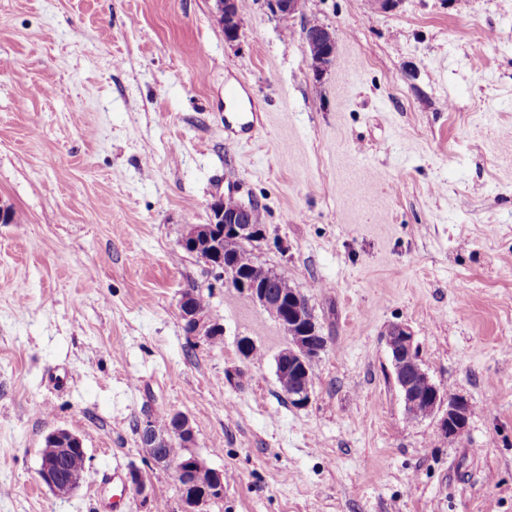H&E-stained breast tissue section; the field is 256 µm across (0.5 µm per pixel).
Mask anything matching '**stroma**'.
<instances>
[{"label": "stroma", "mask_w": 512, "mask_h": 512, "mask_svg": "<svg viewBox=\"0 0 512 512\" xmlns=\"http://www.w3.org/2000/svg\"><path fill=\"white\" fill-rule=\"evenodd\" d=\"M230 191L327 340L306 407L279 324L180 245ZM0 206V512H178L138 432L172 412L224 474L208 512H512V0H246L232 42L212 0H0ZM191 284L222 342L186 333ZM394 323L470 401L458 439L406 416ZM57 429L87 455L63 498L38 479ZM318 42L321 45V51L317 55H310L311 65L317 75L322 74L333 62L334 49L329 48L331 41L335 39L333 32L325 29L318 36Z\"/></svg>", "instance_id": "stroma-1"}]
</instances>
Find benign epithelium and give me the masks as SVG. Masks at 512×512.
Instances as JSON below:
<instances>
[{"label": "benign epithelium", "instance_id": "7a95c632", "mask_svg": "<svg viewBox=\"0 0 512 512\" xmlns=\"http://www.w3.org/2000/svg\"><path fill=\"white\" fill-rule=\"evenodd\" d=\"M217 14L224 27L225 39L232 42L239 34L240 17L238 0H214ZM299 0H268L270 11L289 18L298 9ZM335 39L326 29L318 35L321 51L311 56L316 74H322L333 62L335 52L329 48ZM236 239L251 246L263 239V229L256 221L253 206L242 205L237 211L224 209V197L209 204V220L206 224H190L181 238V246L192 250L201 239L212 245V250L202 259L211 270L224 279L225 284L247 294L263 311L272 315L288 337V346L276 356V373L288 385V401L302 408L311 401L310 379L314 362L325 347L317 346L322 337L307 299L298 291L274 298L267 290L271 273L265 267L243 269L224 261L222 245L226 239ZM194 292L187 289L179 303L181 317L188 333L213 341L224 334L223 325L216 320L199 315L193 307ZM393 376L399 387L404 410L414 419H420V409L431 416L441 407V390L421 367L414 336L401 323L391 325L387 334ZM471 404L465 398L448 401V409L438 422L441 432L450 439L459 438L468 426ZM175 419L173 431L161 432L148 418L139 427L140 442L150 459L173 471L180 491L179 512H207V506L224 496V473L209 468L197 455L180 453L176 447L189 448L195 442L190 419L181 412L171 414ZM83 448L82 439L67 429H57L47 435L41 450L38 470L40 481L54 494L66 496L73 492L83 477V472L62 473L61 463L75 449ZM126 484L133 491L144 494L148 485L146 476L132 469Z\"/></svg>", "mask_w": 512, "mask_h": 512}]
</instances>
